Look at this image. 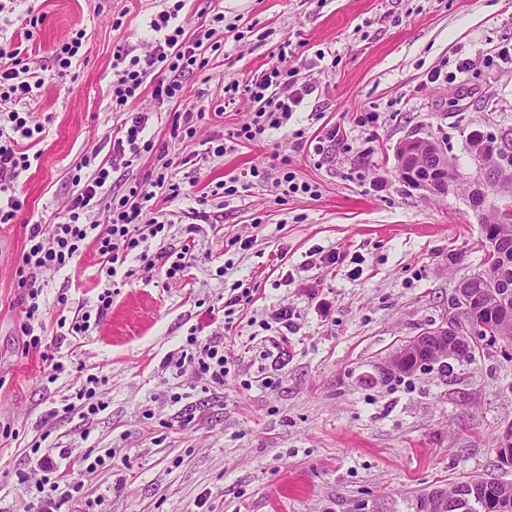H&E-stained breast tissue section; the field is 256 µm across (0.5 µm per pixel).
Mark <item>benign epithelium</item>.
Wrapping results in <instances>:
<instances>
[{"mask_svg": "<svg viewBox=\"0 0 512 512\" xmlns=\"http://www.w3.org/2000/svg\"><path fill=\"white\" fill-rule=\"evenodd\" d=\"M418 138H407L399 143L395 150L396 170L401 180L414 189L428 196L443 197L453 190L457 181L448 179V150L443 142L435 143V149L425 154L417 148ZM493 147V155H498L500 145L484 144L475 149L473 157L477 163L478 176L471 179L470 190L476 191L495 175V170L486 163L483 151ZM456 308L448 314V319L419 335L405 341L390 354L387 370L393 373L408 372L407 357H419L415 368L429 367L434 364L443 365L447 357L431 355L438 346L448 345V339L463 338L469 345H474L489 336L486 325L470 318L472 299L464 294L456 296ZM438 512H490V501L485 496L456 495L453 498L440 496L435 499Z\"/></svg>", "mask_w": 512, "mask_h": 512, "instance_id": "benign-epithelium-1", "label": "benign epithelium"}]
</instances>
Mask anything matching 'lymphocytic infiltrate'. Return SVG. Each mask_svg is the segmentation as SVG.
Listing matches in <instances>:
<instances>
[{
    "label": "lymphocytic infiltrate",
    "instance_id": "lymphocytic-infiltrate-1",
    "mask_svg": "<svg viewBox=\"0 0 512 512\" xmlns=\"http://www.w3.org/2000/svg\"><path fill=\"white\" fill-rule=\"evenodd\" d=\"M173 17V12L166 11L151 19L150 26L157 39L153 51L145 58H130L120 51L115 53L113 67L117 79L112 95L117 106H125L156 69L166 72L160 91L172 99L182 93L178 73L194 66H205L200 50L205 40L210 39V31H201L193 40H186L183 26L173 24ZM47 79L46 72L31 68L21 46L0 45V224L12 223L21 209L23 202L15 184L31 167L25 143L33 138L36 129L30 124L29 113L19 111L18 105L21 99L41 89ZM315 90V84L307 81L281 82L276 69L257 76L248 87L257 108L240 129V136L255 140L267 132L287 128L305 97ZM149 120L145 112L123 120L119 135L113 141L111 160L100 162L95 155L83 156L70 174L76 194L62 222L48 226L33 224L28 229L15 269L20 290L19 327L26 349L42 350V359L48 362L53 374L63 373L65 365L44 350L47 273L67 268L89 245L95 248L102 269L110 278L131 258L153 266L149 242L166 236L171 229L167 222L143 218V211L157 190L170 189L175 197L180 194L178 185H167L165 173L159 172L152 179L134 183L122 196L109 194L114 162L156 153L154 139L145 134ZM111 306L112 291L107 288L98 294L92 309H78L73 316L59 317V338L68 341L71 347H79L89 333L92 320L102 319ZM227 363L223 338L201 336L193 331L181 346L175 366L220 387L228 373ZM31 452L43 477L36 486V496L27 505L28 512H61L72 499L69 470L52 449L35 444Z\"/></svg>",
    "mask_w": 512,
    "mask_h": 512
}]
</instances>
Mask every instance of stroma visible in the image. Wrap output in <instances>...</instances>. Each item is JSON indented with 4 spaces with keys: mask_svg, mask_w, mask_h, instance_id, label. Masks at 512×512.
Returning a JSON list of instances; mask_svg holds the SVG:
<instances>
[{
    "mask_svg": "<svg viewBox=\"0 0 512 512\" xmlns=\"http://www.w3.org/2000/svg\"><path fill=\"white\" fill-rule=\"evenodd\" d=\"M171 10L187 38L211 28L220 48L181 74V97L157 95L150 79L124 112L151 113L149 133L182 190L157 194L144 212L172 223L151 254L179 249L192 222L199 259L179 280L134 259L133 276L110 280L88 248L52 275L50 335L58 296L75 308L112 288L78 353L58 350L101 380L106 408L87 422L63 410L74 377L50 379L40 353L24 349L15 265L27 225L57 223L69 204L83 155L111 159L122 114L112 109L113 55L151 52L149 21ZM32 14L44 19L33 30ZM80 29L77 63L26 106L43 131L18 180L24 204L0 224V512L31 500L33 482L19 477L33 472L40 439L68 456L76 505L100 498L103 512H416L422 492L474 475L512 482L495 452L512 424V359L492 349L400 377L376 370L447 318L458 282L483 262L465 187L441 198L408 187L394 151L410 137L443 139L469 178L470 135L512 128V66L494 61L512 44V0H16L0 12V38L24 43L38 68H53L54 46ZM272 68L317 90L287 129L238 138L257 108L247 87ZM437 69L448 79L430 82ZM178 112L197 113L193 137H171ZM368 112L375 122L359 126ZM333 129L341 141L317 153ZM220 138L229 152L207 154ZM285 157L316 195L276 190ZM230 180L235 195L212 196ZM236 235L250 247L231 245ZM315 251L336 253L335 269L312 266ZM240 284L254 293L232 316L223 386L169 365L192 328L225 331L222 307ZM284 305L297 328L285 341L270 325ZM105 450L111 466L83 474L81 457Z\"/></svg>",
    "mask_w": 512,
    "mask_h": 512,
    "instance_id": "35a3bbf8",
    "label": "stroma"
}]
</instances>
